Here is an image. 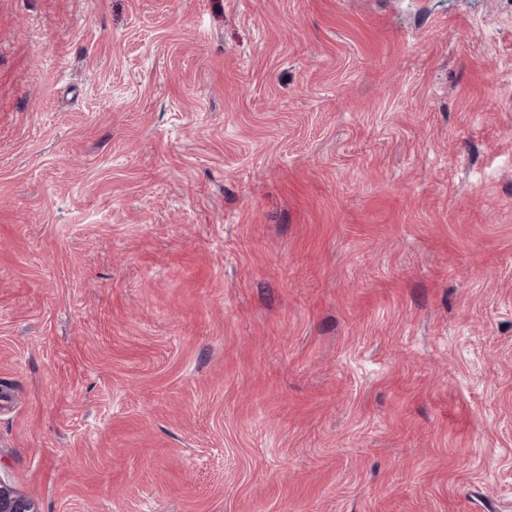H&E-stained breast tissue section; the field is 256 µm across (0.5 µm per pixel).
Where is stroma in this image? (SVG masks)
<instances>
[{
  "instance_id": "stroma-1",
  "label": "stroma",
  "mask_w": 512,
  "mask_h": 512,
  "mask_svg": "<svg viewBox=\"0 0 512 512\" xmlns=\"http://www.w3.org/2000/svg\"><path fill=\"white\" fill-rule=\"evenodd\" d=\"M0 477L512 512V0H0Z\"/></svg>"
}]
</instances>
